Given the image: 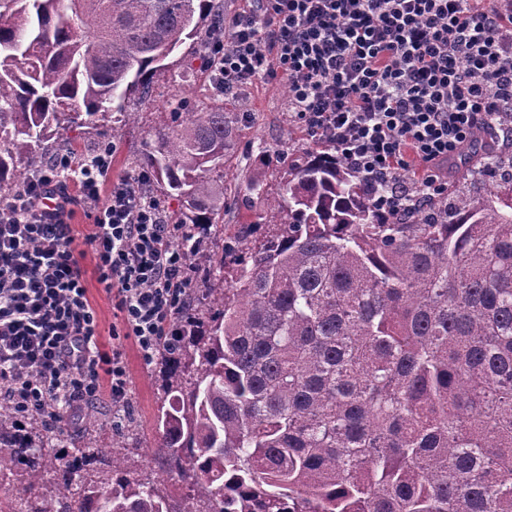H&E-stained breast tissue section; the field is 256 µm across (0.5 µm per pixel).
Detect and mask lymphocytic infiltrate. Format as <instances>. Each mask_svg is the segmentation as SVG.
<instances>
[{
	"label": "lymphocytic infiltrate",
	"mask_w": 512,
	"mask_h": 512,
	"mask_svg": "<svg viewBox=\"0 0 512 512\" xmlns=\"http://www.w3.org/2000/svg\"><path fill=\"white\" fill-rule=\"evenodd\" d=\"M205 65L226 95L285 82L289 121L363 178L389 182L388 211L446 190L449 162L478 139L512 142L496 123L512 105V0H251L212 33ZM112 154L102 147L77 169L78 195L60 157L0 201V395L20 414L65 417L104 399L126 411L127 346L155 365L198 285L195 236L169 222L146 172L112 181ZM77 206L93 219L81 238ZM87 256L119 321L108 345Z\"/></svg>",
	"instance_id": "lymphocytic-infiltrate-1"
}]
</instances>
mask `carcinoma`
I'll return each mask as SVG.
<instances>
[{"label": "carcinoma", "instance_id": "obj_1", "mask_svg": "<svg viewBox=\"0 0 512 512\" xmlns=\"http://www.w3.org/2000/svg\"><path fill=\"white\" fill-rule=\"evenodd\" d=\"M222 17L213 0H0V191L21 190L67 133ZM236 117L178 100L140 165L201 236L205 287L158 359L151 450L190 479L178 500L129 471L126 434L46 476L43 416L0 399V512H512V152L420 210L387 217L336 155L288 164L286 197L248 242L224 233ZM266 167L246 178L266 192ZM233 256L225 263L224 257ZM105 477L86 479L91 464Z\"/></svg>", "mask_w": 512, "mask_h": 512}]
</instances>
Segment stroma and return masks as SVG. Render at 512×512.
<instances>
[{
    "mask_svg": "<svg viewBox=\"0 0 512 512\" xmlns=\"http://www.w3.org/2000/svg\"><path fill=\"white\" fill-rule=\"evenodd\" d=\"M153 92L144 100L129 101L125 109L138 113L132 124L105 121L103 127H84L77 131V151L84 156L97 153L103 130H111L115 153L112 177L120 179L136 174V163L142 156L150 131L163 124L167 111L176 100L186 97L200 105L223 104L225 111L237 116L234 146L228 155L224 179L238 196L236 209L224 214V234L233 236L243 225L254 223L257 216L275 209L283 193V172L288 158L315 148L316 143L302 127L288 122V94L285 85L259 81L232 99L217 94L201 57L193 55L188 46H180L169 58V66L152 82ZM271 158L267 170V191L257 196L244 186V177L259 167L264 158ZM127 361L132 378V420L127 426L130 444L135 451L127 459L131 471H155L165 477L164 485L173 498H180L186 484L179 476L169 475L161 459L154 457L149 446L160 404L159 382L155 368L145 367L135 348H128ZM97 421L87 424L85 414H78L67 426L62 439L65 449L82 447L88 438L105 439L113 423L112 407L101 402L94 407Z\"/></svg>",
    "mask_w": 512,
    "mask_h": 512,
    "instance_id": "stroma-1",
    "label": "stroma"
}]
</instances>
